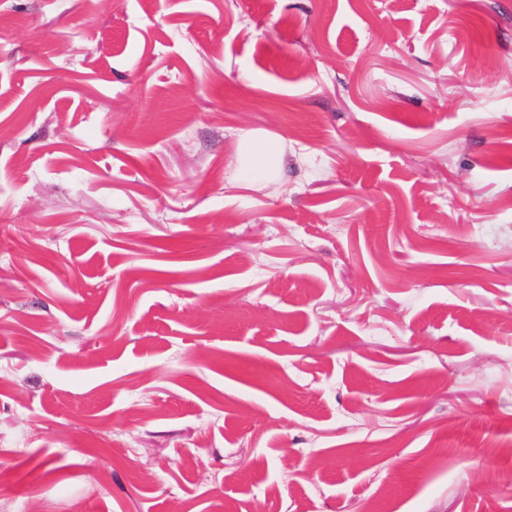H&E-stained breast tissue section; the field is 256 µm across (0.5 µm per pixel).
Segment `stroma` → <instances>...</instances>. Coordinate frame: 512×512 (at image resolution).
Here are the masks:
<instances>
[{"label": "stroma", "mask_w": 512, "mask_h": 512, "mask_svg": "<svg viewBox=\"0 0 512 512\" xmlns=\"http://www.w3.org/2000/svg\"><path fill=\"white\" fill-rule=\"evenodd\" d=\"M0 512H512V0H0ZM243 164L237 169L240 180L261 182L279 169L281 160L265 138L250 136L242 142Z\"/></svg>", "instance_id": "35a3bbf8"}]
</instances>
